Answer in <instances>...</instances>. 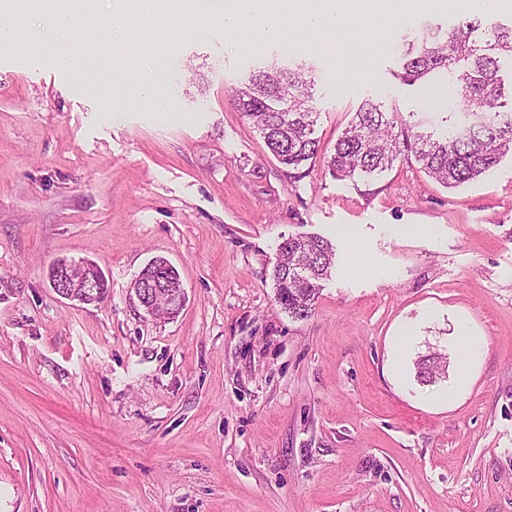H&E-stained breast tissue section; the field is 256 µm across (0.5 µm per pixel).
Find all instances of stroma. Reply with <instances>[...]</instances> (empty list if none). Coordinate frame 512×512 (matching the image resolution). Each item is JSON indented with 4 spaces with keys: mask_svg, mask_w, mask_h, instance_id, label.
I'll list each match as a JSON object with an SVG mask.
<instances>
[{
    "mask_svg": "<svg viewBox=\"0 0 512 512\" xmlns=\"http://www.w3.org/2000/svg\"><path fill=\"white\" fill-rule=\"evenodd\" d=\"M414 24L391 0L329 36L288 18V36L228 40L143 0H101L70 39L117 57L85 76L37 44L0 47V512H512V155L442 187L411 158L338 178L326 159L365 101L447 129L453 100L399 77L395 52L425 22L512 27L498 13L431 0ZM382 46L354 69L367 40ZM302 62L314 80L316 159L283 166L230 91L263 65ZM154 82L155 107L103 105L112 86ZM336 250L308 318L272 281L280 243ZM96 262L98 305L60 297V259ZM163 258L183 310L157 319L133 284ZM482 341L468 386L415 362Z\"/></svg>",
    "mask_w": 512,
    "mask_h": 512,
    "instance_id": "35a3bbf8",
    "label": "stroma"
}]
</instances>
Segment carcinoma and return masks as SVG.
<instances>
[{
  "label": "carcinoma",
  "instance_id": "1",
  "mask_svg": "<svg viewBox=\"0 0 512 512\" xmlns=\"http://www.w3.org/2000/svg\"><path fill=\"white\" fill-rule=\"evenodd\" d=\"M472 29L451 31L425 26L421 41L402 44V78L416 82L443 75L452 80L464 115L474 117L435 136L421 130L382 104L365 102L336 140L328 167L339 177L382 173L411 153L438 183L457 187L483 175L512 150V118L500 119V61L512 60V28L494 29L483 46L471 42ZM314 80L303 68H261L231 91L239 111L252 120L269 151L286 167L297 170L313 159L320 141L314 137L317 113L309 105ZM273 280L277 300L295 319L311 314L321 281L335 265L333 244L320 236L288 238L280 244ZM418 378L432 382L447 373L439 356L417 363Z\"/></svg>",
  "mask_w": 512,
  "mask_h": 512
}]
</instances>
